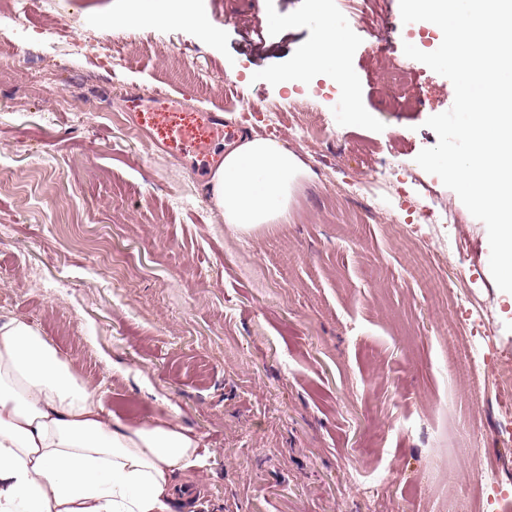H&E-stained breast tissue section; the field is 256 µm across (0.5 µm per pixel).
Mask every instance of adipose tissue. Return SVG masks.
<instances>
[{
  "mask_svg": "<svg viewBox=\"0 0 512 512\" xmlns=\"http://www.w3.org/2000/svg\"><path fill=\"white\" fill-rule=\"evenodd\" d=\"M301 173L288 148L248 139L213 172L211 199L234 230L282 224ZM199 458L175 417L121 421L38 326L0 316V512H174V475Z\"/></svg>",
  "mask_w": 512,
  "mask_h": 512,
  "instance_id": "adipose-tissue-1",
  "label": "adipose tissue"
}]
</instances>
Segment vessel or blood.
<instances>
[{"mask_svg":"<svg viewBox=\"0 0 512 512\" xmlns=\"http://www.w3.org/2000/svg\"><path fill=\"white\" fill-rule=\"evenodd\" d=\"M125 110L156 147L189 164L200 177L207 176L222 145L240 136L216 112L184 114L181 102L163 91L128 95Z\"/></svg>","mask_w":512,"mask_h":512,"instance_id":"vessel-or-blood-1","label":"vessel or blood"}]
</instances>
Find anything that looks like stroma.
<instances>
[{
  "label": "stroma",
  "mask_w": 512,
  "mask_h": 512,
  "mask_svg": "<svg viewBox=\"0 0 512 512\" xmlns=\"http://www.w3.org/2000/svg\"><path fill=\"white\" fill-rule=\"evenodd\" d=\"M170 9L0 0V316L39 326L118 417L171 413L198 438L177 477L193 512H504L487 499L512 488L491 387L512 357V296L484 223L415 161L454 88L403 45L431 52L441 34L412 35L399 0H191L209 36ZM318 15L341 28L352 101L324 72L286 81ZM64 19L82 53L62 55ZM156 90L297 156L288 223L225 224L206 181L132 130L126 94ZM73 95L85 111L60 107ZM385 166L373 216L348 188ZM437 202L459 216L442 231L448 272L495 331L478 376L448 354L459 315L422 248Z\"/></svg>",
  "instance_id": "obj_1"
}]
</instances>
